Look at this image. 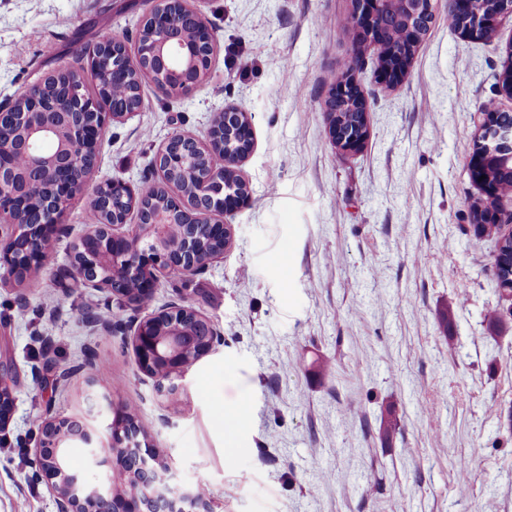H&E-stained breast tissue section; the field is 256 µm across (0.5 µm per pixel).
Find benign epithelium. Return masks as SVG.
<instances>
[{
  "label": "benign epithelium",
  "instance_id": "7a95c632",
  "mask_svg": "<svg viewBox=\"0 0 512 512\" xmlns=\"http://www.w3.org/2000/svg\"><path fill=\"white\" fill-rule=\"evenodd\" d=\"M493 13L477 8L476 0H448L449 9L465 19L466 26L459 32L469 38L482 39L490 35L506 18L512 19V0H497ZM435 8L433 0H354L353 29L361 46L381 39L380 17L394 15L410 22L422 12ZM187 12L197 20L195 42L176 40L172 30L178 14ZM150 36L137 40L134 54L125 45L111 48L128 58L130 68L150 80L160 90L180 85L185 94L198 86L188 79L190 70L209 72L215 41L211 30L203 22L201 13L189 0H152V6L143 17ZM413 56L397 57L390 64L377 68L375 77L391 86L401 83L408 74ZM359 86L355 68L344 71L342 81L332 85L324 108L331 101L344 97L350 89ZM104 100L92 98L76 88L61 108L38 95L26 93L19 109L0 110V270L16 279L26 278V270L43 268L48 261L51 239L66 231L63 216L69 202L82 190L86 174L79 168V154L97 146L108 125L117 119H126L138 109H129L124 103L108 102L109 111L102 107ZM479 134L474 155L469 162L470 175L482 194L491 189L479 180L483 168L502 162L512 164V127L497 124L496 113L484 110L478 113ZM191 142L196 150L212 154L213 161L199 177V188L207 196H218L217 207L201 209L197 199L177 188L172 179L177 167L186 159L172 150L179 141ZM224 158L213 150L211 140L201 141L185 133L173 134L160 148L154 166L160 175L155 189L165 191L169 208L157 210L151 220L153 234L135 238L117 233V225L103 224L89 228L75 250L82 259L71 263L67 274L93 288L112 290L109 281L97 280L91 273L103 268L112 273L115 267L138 278L141 298L147 299L157 287L152 272L164 268L186 273L179 256L191 250L193 242L186 226L173 223L172 211L183 212L199 223H207L219 236L232 234V228L218 219L227 210L244 206L250 198L244 193L230 200L224 199V164L215 158ZM43 176L49 183L52 204L46 207L39 224H21L18 216L30 203L27 189L30 177ZM99 196L142 197L145 189L135 192L122 180L107 181L95 188ZM484 223L497 224L506 234H512V198L505 197L496 210L485 216ZM215 338L201 339L192 329L174 320L165 323L140 321L133 336V348L140 370L159 365L165 376H155L161 388L174 396L180 390V380L187 374L183 360L188 353L197 358L206 356L213 348ZM86 408L80 418L58 417L46 413L41 422L40 438L35 457L41 478L55 497L57 512H211L209 499L198 488H182L175 484L172 468L158 461L151 448L142 447L137 440L136 426L118 422L122 412L115 411L110 424V436L103 439L92 421L110 403L108 391L91 382L85 396ZM13 400L9 388L0 377V430L12 411ZM79 444L87 462L96 467H112V453L123 448L137 457V470L125 471V481L136 480L141 491L120 500L114 498L112 486L105 483L87 485L69 463V448Z\"/></svg>",
  "mask_w": 512,
  "mask_h": 512
}]
</instances>
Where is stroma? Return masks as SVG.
Here are the masks:
<instances>
[{
	"label": "stroma",
	"mask_w": 512,
	"mask_h": 512,
	"mask_svg": "<svg viewBox=\"0 0 512 512\" xmlns=\"http://www.w3.org/2000/svg\"><path fill=\"white\" fill-rule=\"evenodd\" d=\"M447 3L391 87L374 77L377 49L356 46L352 0H199L217 42L209 77L177 97L143 82L139 112L100 139L37 287L0 283V373L14 398L0 512H56L33 448L45 413H83L91 379L112 403L99 431L136 401L141 440L177 483L206 485L213 512H512V304L496 285L495 238L473 232L469 176L478 112H512L501 83L512 20L472 39L449 27ZM148 8L0 0V108L74 67L103 19L134 47ZM351 66L370 135L343 155L323 106L329 74ZM227 109L251 118L250 199L223 216L235 242L222 258L185 287L158 275L149 309L192 306L219 336L165 398L130 343L145 311L65 271L94 188L151 186L158 146L178 131L206 138ZM92 313L110 314L111 332Z\"/></svg>",
	"instance_id": "obj_1"
}]
</instances>
